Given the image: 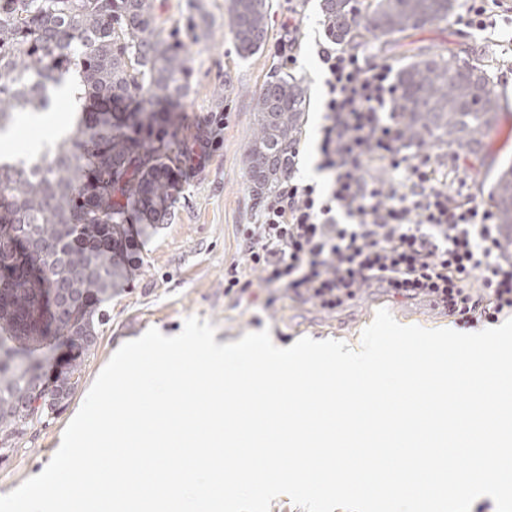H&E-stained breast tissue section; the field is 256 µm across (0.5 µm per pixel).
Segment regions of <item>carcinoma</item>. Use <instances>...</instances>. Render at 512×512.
<instances>
[{"label": "carcinoma", "instance_id": "carcinoma-1", "mask_svg": "<svg viewBox=\"0 0 512 512\" xmlns=\"http://www.w3.org/2000/svg\"><path fill=\"white\" fill-rule=\"evenodd\" d=\"M454 0H374L360 15L352 0H323L324 26L339 44L366 33L380 47L443 21ZM269 0H231L229 26L243 58L267 38ZM362 20H357V16ZM149 0H0V131L25 112H45L66 92L74 129L48 166L33 157L0 160V436L67 405L98 340L100 307L129 280L137 250L130 224L165 218L179 166L166 105L188 93L182 43L156 34ZM484 65L453 51L416 60L398 75L405 136L482 155L503 118ZM137 105L107 112L104 101ZM304 112L291 77L263 85L255 133L242 164L258 195L288 173ZM504 248L512 247V165L492 190ZM73 355L55 368L48 351Z\"/></svg>", "mask_w": 512, "mask_h": 512}]
</instances>
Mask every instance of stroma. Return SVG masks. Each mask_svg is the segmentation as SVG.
Returning <instances> with one entry per match:
<instances>
[{"label": "stroma", "instance_id": "35a3bbf8", "mask_svg": "<svg viewBox=\"0 0 512 512\" xmlns=\"http://www.w3.org/2000/svg\"><path fill=\"white\" fill-rule=\"evenodd\" d=\"M159 21L157 34L177 38L189 74L187 96L174 103L181 157V178L171 191L164 223L135 225L138 258L130 283L103 305L97 346L86 359L81 386H88L99 368L124 343L157 328L165 335L181 332L186 317L195 315L211 322L217 338L225 343L244 334L269 329L274 343L289 346L302 337L359 340L384 308L405 325L428 329L448 328V316L428 300L402 301L381 289L368 290L356 303L328 311L310 303L281 297L264 307L266 289L256 296L236 300L224 294V268L244 262L237 227L250 224L255 213L249 202L256 195L242 166V154L255 131L254 99L270 78L291 75L305 92V112L295 147L299 152L296 174L316 168L317 139L322 123V72L317 57L319 45L329 44L323 24L321 0H269L267 41L251 57H240L228 26L230 0H149ZM206 19L204 37L194 38L193 23ZM296 21L295 32H287L288 21ZM495 39L468 27L459 12L444 21L411 31L394 47L391 55L379 50L372 34L356 47L370 60L389 61L403 68L418 55L453 49L460 58L485 64L507 120L492 138L485 154L473 159L471 192L478 202L490 204L497 171L512 160V22L499 21ZM294 60L282 61L285 52ZM222 114L226 126L221 143L209 155H201L199 139L206 135V117ZM73 101L56 97L49 113L20 120L11 130L13 138L35 135L37 143L53 144L61 121H74ZM76 400L67 409L33 423L0 458V495L11 492L25 480L40 474L57 451L70 421Z\"/></svg>", "mask_w": 512, "mask_h": 512}]
</instances>
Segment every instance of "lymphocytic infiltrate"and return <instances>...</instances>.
<instances>
[{"label":"lymphocytic infiltrate","mask_w":512,"mask_h":512,"mask_svg":"<svg viewBox=\"0 0 512 512\" xmlns=\"http://www.w3.org/2000/svg\"><path fill=\"white\" fill-rule=\"evenodd\" d=\"M325 184L285 177L240 247L269 295L334 310L366 288L427 297L465 330L512 315V253L493 212L475 202L460 162L405 137L393 64L320 46Z\"/></svg>","instance_id":"1"}]
</instances>
